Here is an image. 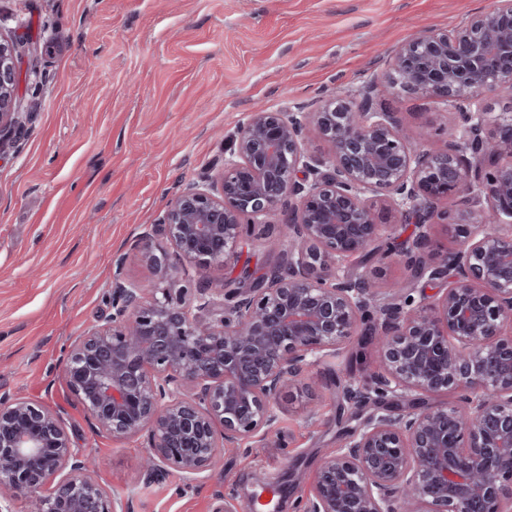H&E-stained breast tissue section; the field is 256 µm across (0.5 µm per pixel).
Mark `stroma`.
I'll list each match as a JSON object with an SVG mask.
<instances>
[{
	"mask_svg": "<svg viewBox=\"0 0 512 512\" xmlns=\"http://www.w3.org/2000/svg\"><path fill=\"white\" fill-rule=\"evenodd\" d=\"M493 0H0V32L23 43L19 109L29 113L0 152V395L49 407L79 453L131 512H296L322 457L337 446L336 378L364 375L375 344L347 340L280 397L277 445L229 449L221 469L147 484L146 435L99 431L65 379L67 353L109 309L115 260L153 278L133 242L167 202L210 172L224 139L257 110L314 111L390 67L422 26L452 28ZM425 150H444L458 119L400 88L373 99ZM256 225L235 264L205 277L223 286L272 257ZM296 465L303 479L288 486ZM264 470L268 487L254 484Z\"/></svg>",
	"mask_w": 512,
	"mask_h": 512,
	"instance_id": "stroma-1",
	"label": "stroma"
}]
</instances>
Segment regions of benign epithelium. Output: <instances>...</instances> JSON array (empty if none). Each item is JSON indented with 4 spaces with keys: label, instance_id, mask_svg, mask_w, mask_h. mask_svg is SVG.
<instances>
[{
    "label": "benign epithelium",
    "instance_id": "obj_1",
    "mask_svg": "<svg viewBox=\"0 0 512 512\" xmlns=\"http://www.w3.org/2000/svg\"><path fill=\"white\" fill-rule=\"evenodd\" d=\"M19 43L0 33V143L22 127ZM434 97L460 116L442 152L413 147L380 88ZM512 88V0L454 30L420 29L354 107L250 113L224 145L216 175L188 184L136 247L148 284L115 272L111 311L90 325L66 363L70 390L98 429L148 434L147 484L217 468L223 449L276 442L278 396L371 330L378 362L342 392L356 425L322 460L299 512H512V117L483 136L486 96ZM314 128L333 147L305 148ZM511 162L501 163L502 157ZM450 195L463 210L435 213ZM288 246L261 278L235 288L190 284V273L232 263L252 225ZM457 226L463 247L443 264L428 251L430 220ZM416 222L399 251L415 275L445 287L414 297L402 286L374 303V283L350 272L384 235L382 221ZM451 393L457 404L418 403ZM72 448L49 408L0 397V512L20 496L30 512H130Z\"/></svg>",
    "mask_w": 512,
    "mask_h": 512
}]
</instances>
